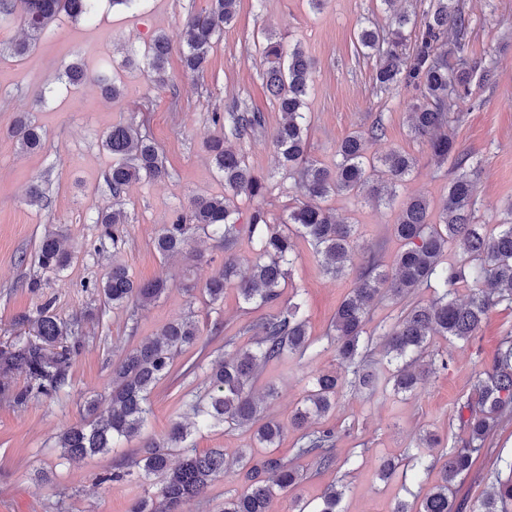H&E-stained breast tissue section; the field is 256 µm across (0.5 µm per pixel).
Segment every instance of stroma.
I'll return each mask as SVG.
<instances>
[{
    "instance_id": "stroma-1",
    "label": "stroma",
    "mask_w": 512,
    "mask_h": 512,
    "mask_svg": "<svg viewBox=\"0 0 512 512\" xmlns=\"http://www.w3.org/2000/svg\"><path fill=\"white\" fill-rule=\"evenodd\" d=\"M460 4L470 19L469 55L494 67L496 85L475 88L471 99L459 104L449 131L460 151L482 162L476 219L490 224L512 201V0ZM206 6L207 0H143L139 8L128 9L103 0L97 17H57L24 57L5 50L6 44L21 38L19 22H0V339L11 336L19 314L50 297L62 318L79 320L85 338L70 368L66 393L52 400H31L22 408L0 398V512H129L149 482L132 477L104 484L100 478L115 466L130 467L140 440L67 462L59 457L57 435L82 420L84 402L92 400L106 408L113 365L173 319L195 312L203 327L202 345L182 352L174 366L178 378L161 382L153 392L143 430L147 437L163 436L172 421L186 420L193 395L206 386V369L185 377V364L203 350L208 362L224 358L225 337H235L240 346L251 342V328L265 316V309L244 304L233 288L225 289L223 302L213 309L201 294L224 262L222 244L196 239L193 248L206 260L190 268L180 257L162 260L153 239L161 225L188 211L193 198L223 194L224 180L211 162L207 142L215 134L213 113L234 104L265 118L261 133L229 139L228 145L243 153L255 174L266 179L263 206L272 220H279L301 198L298 176L279 168L268 145L282 115L263 84V33L300 45L312 62L306 109L311 114L308 140L313 159L333 166L337 145L378 120L385 126V136L369 144V156L399 149L417 159L413 174L390 204L375 206L346 193L328 200L338 220L357 225L366 251L392 264L399 244L388 227L396 222L403 202L423 196L436 205L448 193L450 164H437L425 142L411 131L410 105L416 91L402 87L380 92L375 85L376 60L358 45L361 21L390 23L381 0H324L317 12L307 0H239L236 19L214 44L202 75L184 74L182 45L174 40L167 70L176 90L150 87L143 72L145 48L160 33L174 35L188 15ZM74 62L92 75H117L120 96L108 100L95 85L68 84L64 71ZM24 111L44 133L43 145L35 153L22 152L6 135ZM127 122L138 124L158 144L169 176L127 187L128 221L119 227L124 245L116 253L111 240L101 238L96 222L99 209L112 201L107 180L112 158L102 141L112 125ZM36 181L46 196L39 206L28 204L26 198ZM56 228L65 234L73 259L59 275L46 276L37 265L36 250L44 233ZM296 251L299 260L282 295L301 292L314 345L303 358L266 364L254 383L259 396L275 387L277 395L268 400L267 412L284 424L304 394L305 374L335 365L327 332L355 281L351 274L336 279L324 275L305 240H297ZM115 260L137 281L168 279V291L133 312L104 305L85 285L100 280ZM34 279L39 282L35 288L30 285ZM188 282L195 284V292L185 290ZM511 330L512 310L501 305L490 312L478 338L468 346L437 340L435 348L448 366L436 369L417 395L381 400L344 389L335 410L321 421L337 435V462L330 468L319 470L309 460L295 459L296 436L285 432L277 453L295 459L302 474L295 495L312 501L328 485L344 486L343 512H391L395 501H420L435 475L422 473L387 484L376 475V460L392 456L406 462L428 431L440 440L431 457L457 446L461 432L453 408L473 396L475 373L491 361L501 336ZM497 455L512 459V416L503 417L490 436L485 457L458 486L457 501L470 506L490 490L497 478L490 459Z\"/></svg>"
}]
</instances>
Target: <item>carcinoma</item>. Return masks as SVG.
<instances>
[{
  "label": "carcinoma",
  "instance_id": "obj_1",
  "mask_svg": "<svg viewBox=\"0 0 512 512\" xmlns=\"http://www.w3.org/2000/svg\"><path fill=\"white\" fill-rule=\"evenodd\" d=\"M99 0H0V17L20 20L26 38L10 47L11 54H28L50 24L61 14L85 19L96 10ZM208 9L187 16L177 37L183 43L184 72L200 75L207 68L216 36L236 18L237 0H209ZM469 18L458 0H431L418 19L406 12L397 13L391 23L361 27L358 43L364 54L375 57L376 87L382 92L403 85L420 91L411 106L413 134L423 139L432 156L443 164L453 160L454 176L448 182V195L431 218L430 202L422 196L408 198L401 208L391 234L402 243L389 269L381 268L360 246L356 225L336 221L324 206L339 193L360 195L368 192L378 204H387L413 173L417 160L392 149L376 160L366 156V145L381 139L385 127L378 121L363 131L347 136L336 148V163L320 165L309 154L307 131L311 116L305 112L310 89L312 64L299 45L285 48L282 41L266 37L262 54L267 68L266 87L282 113L283 121L272 132L269 144L279 166L287 173L299 174L309 201L288 208L282 220H269L262 199L264 183L255 175L245 156L226 146V135L236 139L253 137L264 128L261 112L234 105L221 114L213 113V124L220 132L212 137L209 152L217 171L224 177V195L199 196L188 213L172 224H163L154 237V248L163 258L184 255L192 262L201 256L188 250L198 236L212 237L224 245V264L205 283L202 293L208 304L224 298V288L232 286L246 304L257 307L275 304L281 288L291 276L298 260L295 239L307 241L317 256L322 271L338 278L357 268L354 288L336 309L331 322L338 368L312 373L305 395L290 422L297 435L295 454L310 458L319 467L336 463L337 436L333 429L318 426L335 406L341 389L348 384L371 396L390 390L395 395H411L433 372L434 337L442 336L471 343L489 312L498 305L512 307V205L495 224H480L474 216V188L480 164L457 150L448 134L449 115L460 101L472 95L473 84H494V71L477 66L467 55L466 36ZM455 40L446 39L448 32ZM172 38L160 34L148 45L145 57L150 81L169 85L166 70ZM68 83L78 85L88 79L97 83L108 99L119 96L120 88L104 74L90 76L78 63L65 70ZM25 152L42 146L43 133L30 117L21 112L7 130ZM104 147L112 154L108 177L112 205L97 218L101 236L118 248L119 225L126 223L123 193L133 181L162 180L167 168L158 147L132 124H117L107 132ZM244 197L256 202L249 237L256 241L247 260L249 273H241L242 260L236 251L239 230L235 200ZM452 247L462 249L456 262L441 264L440 258ZM37 264L42 273L57 275L69 264L70 254L63 248L62 235L46 233L39 241ZM470 293L465 302L456 297L459 285ZM434 289L433 298L424 303L410 297L420 288ZM104 297L114 308L143 307L164 294L170 284L163 278L135 282L127 267L112 262L98 282L85 285ZM384 294L402 304L397 320L380 336V358L366 361L373 335L366 325L378 298ZM17 325L28 333L0 342V395L16 406L43 397L54 399L69 388V369L84 345L78 321H66L47 299L34 311L21 315ZM253 342L240 346L212 366L205 392L191 404L193 427L172 423L161 439L144 440L136 460L139 475L156 477L153 492L141 497L130 512H187V507L203 497L212 483L229 473L242 477L243 489L224 498L223 512H275L274 504L302 478L289 461L274 455L284 426L266 413L265 400L274 396H254L253 385L260 370L269 362L287 356L303 357L312 346L308 321L300 293L277 312L256 325ZM201 328L195 315L188 314L165 325L158 336L130 350L112 368L109 407L98 410L94 402L85 404L84 421L57 437V447L68 460L88 455L107 454L117 445L141 436L151 413L150 398L157 385L173 375L174 360L185 348L200 339ZM18 372L26 376L22 388L2 379ZM475 396L457 405L455 417L464 432L461 444L429 462L420 448H435L439 440L428 432L413 455L420 471L438 469L432 491L416 507L399 500L392 512H459L454 496L458 484L468 475L475 461L484 456L487 440L504 414L512 415V332L501 337L499 348L485 368L475 375ZM219 425L246 428L252 432L254 447L240 448L229 456L222 448L199 452L190 443L192 431ZM508 475L472 506L471 512H512V461L504 462ZM399 463L382 457L377 463L380 480L398 475ZM343 488L328 486L313 507L299 498L291 499L290 512H341Z\"/></svg>",
  "mask_w": 512,
  "mask_h": 512
}]
</instances>
